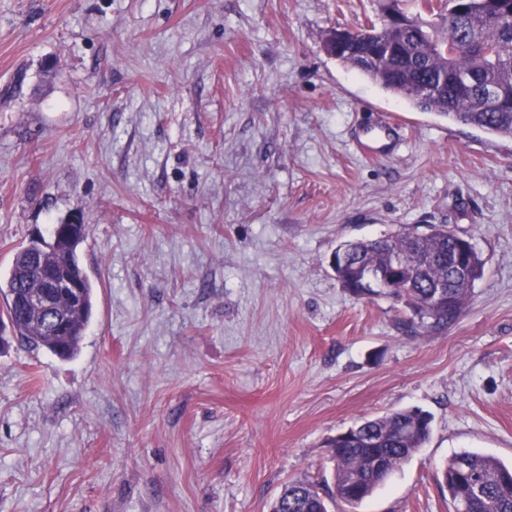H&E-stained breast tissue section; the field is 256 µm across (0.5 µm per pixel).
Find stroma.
<instances>
[{"label": "stroma", "mask_w": 512, "mask_h": 512, "mask_svg": "<svg viewBox=\"0 0 512 512\" xmlns=\"http://www.w3.org/2000/svg\"><path fill=\"white\" fill-rule=\"evenodd\" d=\"M419 0H0V277L78 214V354L0 329V512H270L327 440L417 407L429 443L356 512H453L438 472L512 464V138L328 55ZM395 116L404 139L358 153ZM445 224L486 260L460 321L342 288L344 242Z\"/></svg>", "instance_id": "obj_1"}]
</instances>
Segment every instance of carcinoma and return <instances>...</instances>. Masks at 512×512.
<instances>
[{
	"label": "carcinoma",
	"instance_id": "1",
	"mask_svg": "<svg viewBox=\"0 0 512 512\" xmlns=\"http://www.w3.org/2000/svg\"><path fill=\"white\" fill-rule=\"evenodd\" d=\"M454 8L442 25L427 23L424 31L375 24L351 31V42L335 58L360 71L382 88L405 97L423 111L487 133L512 137V0H448ZM499 94L497 104L489 90ZM85 231L73 237L36 239L15 254L5 281L0 282L4 312L16 336L28 348L46 349L63 358L78 352L93 309V285L84 273L78 248ZM36 252L44 262L81 279L82 296L73 307L67 296L53 299L50 311L22 309L18 297L42 291L37 268L29 261ZM345 264L333 267L337 280L357 297L405 299L412 317L404 328L417 333H440L459 322L474 288L484 276L485 261L470 241L452 233L446 224H432L420 233L403 229L394 234L339 245ZM400 256L406 276L398 284L372 287L366 274ZM442 286L448 302L430 303ZM61 315L63 331H48L47 319ZM432 416L420 408H406L365 418L343 437L327 442L334 463L332 485L323 488L307 479L282 486L271 512H329L338 500L358 507L383 484L375 464L392 475L428 443ZM455 512H512V466L491 455L463 451L440 471Z\"/></svg>",
	"mask_w": 512,
	"mask_h": 512
}]
</instances>
